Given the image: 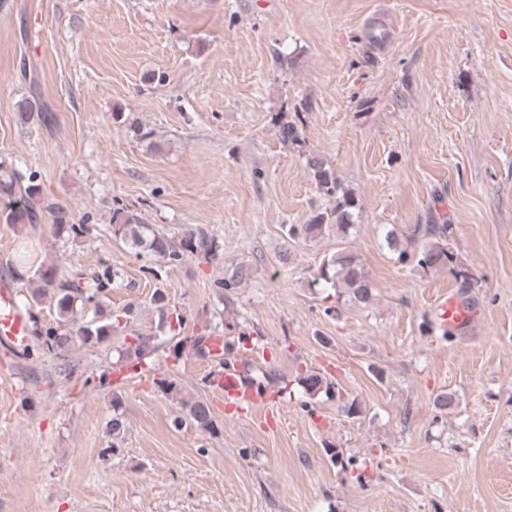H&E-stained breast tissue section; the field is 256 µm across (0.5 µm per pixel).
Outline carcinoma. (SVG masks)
I'll return each mask as SVG.
<instances>
[{
  "mask_svg": "<svg viewBox=\"0 0 512 512\" xmlns=\"http://www.w3.org/2000/svg\"><path fill=\"white\" fill-rule=\"evenodd\" d=\"M15 112L19 123L49 125L53 115L42 103L38 95L24 96L15 102ZM279 135L287 146H302L300 129L296 122L283 113L278 119ZM306 166L317 189L332 206L317 212L304 224H291L288 235L300 236L306 240L321 235L323 230L336 227L347 233L351 226V209L356 206L354 196L345 189L336 172L328 161L315 153L305 155ZM0 213L5 215L8 224H37L44 214H49L59 234L82 237L91 232L89 224H75L68 209L54 206L45 200L37 172L17 168L13 163L0 157ZM452 225L441 224L416 225L412 236L400 238L399 234L389 232L386 243L390 251L402 263H412L423 270L446 268L454 275L461 288L470 287V274L464 269L457 254L450 247ZM112 238L124 243L135 253L147 252L161 261L179 265L188 257L211 262L218 256L219 242L215 235L202 226L190 227L177 242L172 241L158 228L144 221L140 212L121 206L113 209ZM250 270L240 265L216 281V287L232 290L249 278ZM119 278V272L106 265L89 274L81 271L64 273L53 265H40L35 269L20 272L15 269L12 279L17 284L24 280L36 279L40 282L37 289L18 288V294L24 296L26 306L50 302L55 306L57 326L33 333V349L52 354L68 349L75 339L84 342H105L120 330L122 316L107 310L102 303L103 296L112 289ZM316 280L324 281L332 288H343L350 300L359 305L367 304L372 298V285L359 257L352 252H339L322 263ZM154 302L161 325L182 324L180 314L171 311L163 292L154 293ZM150 347L149 339L138 336L126 350L125 366L136 371ZM298 385L308 395H324L339 404L346 417H356L361 413L360 403L348 398L339 384L326 374L314 369H304L297 376ZM190 424L201 432L212 433L215 423L211 409L204 400H195L186 404L185 414L175 419L179 428Z\"/></svg>",
  "mask_w": 512,
  "mask_h": 512,
  "instance_id": "cac0c4a2",
  "label": "carcinoma"
}]
</instances>
